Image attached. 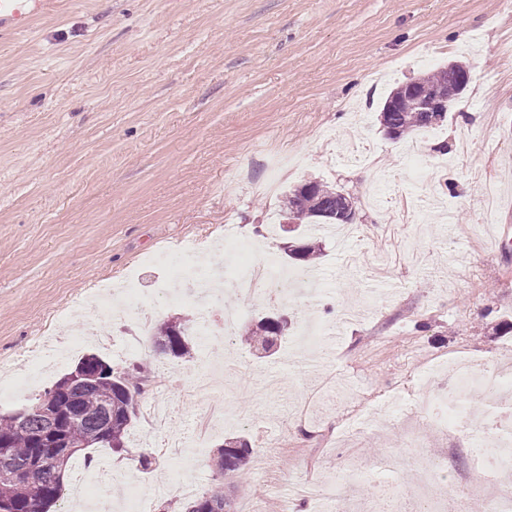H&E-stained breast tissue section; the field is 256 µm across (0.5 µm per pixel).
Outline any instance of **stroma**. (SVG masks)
I'll list each match as a JSON object with an SVG mask.
<instances>
[{
  "label": "stroma",
  "instance_id": "35a3bbf8",
  "mask_svg": "<svg viewBox=\"0 0 512 512\" xmlns=\"http://www.w3.org/2000/svg\"><path fill=\"white\" fill-rule=\"evenodd\" d=\"M455 60L471 80L442 126L391 139L380 123L389 93ZM307 181L336 187L355 209L353 223L317 236L320 297L249 303L225 288L224 307L241 312L236 329L190 361L159 354L132 316L93 307L103 286L131 276L154 322L218 323L156 255L196 244L202 263L222 266L233 227L257 255L281 257L284 194ZM503 224L512 225V0H57L31 30L0 36V368L26 362L39 336L131 335L141 351L123 366L165 369L166 384L142 400L171 408L160 427L139 418L129 430L143 436L152 470L107 447L79 453L50 512H72L68 493L89 459L112 466L99 497L119 503L133 482L154 491L145 512H179L169 487L207 491V458L233 436L274 446L267 462L251 456V492L225 478L235 512L255 502L281 512L280 493L351 457L371 470L348 512L372 500L388 458L400 461L393 482L407 496L420 451L449 456L429 495L457 506L470 436L429 428L417 401L420 390L447 391L451 361L493 366L512 349ZM272 313L290 330L273 356L254 354L240 331ZM310 322L344 326L322 367L295 341ZM89 353L112 356L84 340L0 415L24 410ZM371 394L383 415L344 439ZM223 403L241 422L207 434L194 472L159 455L173 440L190 445Z\"/></svg>",
  "mask_w": 512,
  "mask_h": 512
}]
</instances>
